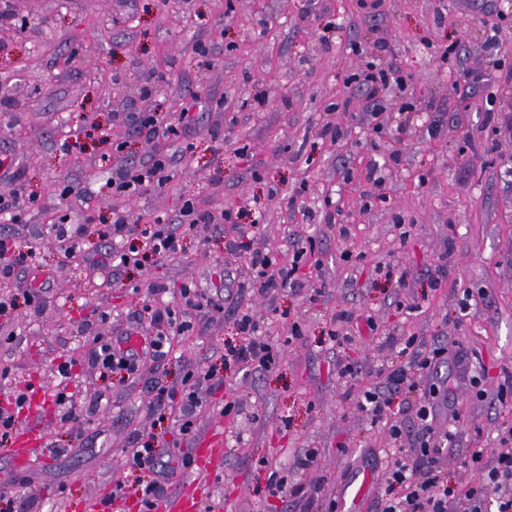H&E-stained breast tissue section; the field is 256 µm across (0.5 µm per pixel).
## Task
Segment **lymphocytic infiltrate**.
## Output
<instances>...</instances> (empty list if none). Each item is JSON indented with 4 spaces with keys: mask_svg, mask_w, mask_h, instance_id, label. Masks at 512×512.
<instances>
[{
    "mask_svg": "<svg viewBox=\"0 0 512 512\" xmlns=\"http://www.w3.org/2000/svg\"><path fill=\"white\" fill-rule=\"evenodd\" d=\"M132 129L145 141L157 138L177 140L184 137L190 128L188 112H180L178 117L158 108L148 106L130 113ZM171 165L168 156L152 153L149 159L138 166L125 164L115 171L107 187L115 197H130L162 187L168 179ZM112 259L118 265L141 266L151 258L167 259L176 256L180 249V239L172 225L164 218H156L150 224L132 222L127 213L115 214L112 218ZM226 247L229 251L250 250L244 238H229ZM252 254L253 277L251 289L260 297H268L285 291L297 281V264L274 267L268 255ZM236 327L241 340L224 352V360L242 366H256L263 370L273 369L279 362L278 346L266 336L250 314H240ZM170 351V337L165 333L147 337L146 344L139 354L118 352L111 341H101L92 356L94 363L103 370L135 373L141 359L158 360ZM419 385L411 374L402 367L392 370L387 378L386 390L370 389L358 394L356 406L360 411L379 421L392 413V395L408 389L418 391ZM441 409L440 404L422 395L416 416L423 426L419 448L412 456L399 457L388 470L381 493L377 499L380 512H483L486 499H493L495 512H512V430L501 434L500 446L491 452L484 448H474L468 453V464L476 473L478 481L465 488L449 484L447 468L441 456L444 448L453 446V431H440L434 422ZM128 464L141 471L153 473V480L137 483L136 488L144 512H153L157 500L164 493V483L169 472L160 470L155 450L151 443L129 448L125 451Z\"/></svg>",
    "mask_w": 512,
    "mask_h": 512,
    "instance_id": "lymphocytic-infiltrate-1",
    "label": "lymphocytic infiltrate"
}]
</instances>
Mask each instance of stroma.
Masks as SVG:
<instances>
[{
    "mask_svg": "<svg viewBox=\"0 0 512 512\" xmlns=\"http://www.w3.org/2000/svg\"><path fill=\"white\" fill-rule=\"evenodd\" d=\"M492 32L512 65V0H383L372 17L357 0H0V156L13 161L0 197L42 201L17 223L0 213V229L34 247L37 269L49 275L38 308L20 306L12 336L0 335V365L10 369L0 378V410L29 386L66 390L73 401L69 417L47 406L48 445L65 451L51 466H19L0 449V495L20 497L18 512H77L112 498L116 484L143 477L123 457L137 438L175 467L171 494L196 475L178 470L181 455L219 426L224 464L200 512H326L341 486L365 477L370 489L357 512H372L385 472L410 451L419 426L411 412H397L403 437L392 444L387 425L371 422L344 392L383 386L386 371L409 366L411 354L397 344L408 336L422 345L457 339L468 353L449 357L440 374L458 414L448 481L474 482L466 449L497 447L498 433L512 428V402L492 398L512 373V93L496 91L489 105L454 84L460 71L488 70ZM380 39L408 81L372 114L344 78L382 60ZM200 42L214 45L210 62L197 54ZM451 44L455 54L442 60ZM149 72L159 77L153 100L162 111L179 114L195 94L224 104L196 108L191 152L172 139L149 146L173 158L166 186L112 199L105 155L113 141L126 142L131 162L149 148L127 121L142 106ZM259 88L268 92L260 108L252 101ZM402 102L415 109L401 134ZM328 123L341 130L338 140L321 136ZM67 138L79 149L63 152ZM66 182L82 198H62ZM189 199L216 223L188 232L177 257L118 274L97 261L63 260L44 220L48 212L94 215L87 248L102 252L114 212L176 224ZM229 208L243 210L238 224L252 249L285 259L313 242L292 289L270 300L248 290V256L224 247L232 230L219 217ZM347 250L352 260L343 259ZM186 284L222 300L223 312L186 310ZM407 300L415 312L401 309ZM148 307L184 314L191 330L132 375L91 362L98 339L153 335ZM341 310L353 319L340 326L350 341L339 347L328 332ZM241 313L279 345L275 369L225 366ZM70 357L78 364L64 385L57 369ZM347 363L360 367L356 379L341 375ZM197 369L216 377L203 382L194 429L182 436L158 390L183 389ZM476 374L488 399L477 400L469 385ZM228 402L240 415L223 414ZM309 449L316 464L296 467ZM264 461L287 481L320 486L318 499L269 498Z\"/></svg>",
    "mask_w": 512,
    "mask_h": 512,
    "instance_id": "35a3bbf8",
    "label": "stroma"
}]
</instances>
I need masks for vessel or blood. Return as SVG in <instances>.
<instances>
[{
  "label": "vessel or blood",
  "instance_id": "1",
  "mask_svg": "<svg viewBox=\"0 0 512 512\" xmlns=\"http://www.w3.org/2000/svg\"><path fill=\"white\" fill-rule=\"evenodd\" d=\"M45 443V418L37 415L17 430L9 454L15 463L24 464L35 457H46ZM223 444L222 429H212L204 439L202 448L196 451L198 471L195 478L163 499L157 506L158 512H198L208 492L209 478L223 465Z\"/></svg>",
  "mask_w": 512,
  "mask_h": 512
}]
</instances>
